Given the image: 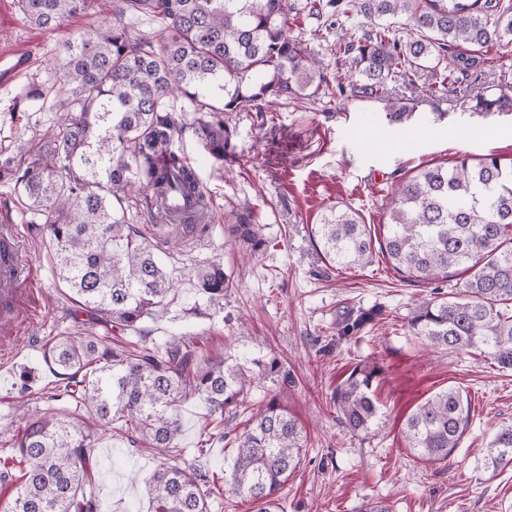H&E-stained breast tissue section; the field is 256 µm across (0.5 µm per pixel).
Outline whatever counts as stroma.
I'll return each instance as SVG.
<instances>
[{
    "label": "stroma",
    "mask_w": 512,
    "mask_h": 512,
    "mask_svg": "<svg viewBox=\"0 0 512 512\" xmlns=\"http://www.w3.org/2000/svg\"><path fill=\"white\" fill-rule=\"evenodd\" d=\"M112 17L91 8L68 18L56 31L31 25L17 0H0V46L34 55L23 78L57 92L63 86L57 63L64 44ZM288 28L328 68L346 32L336 26L328 0H288ZM322 40H315V33ZM423 79L397 91L409 119L388 124L387 99L343 97L280 99L247 112L224 113L231 142L223 161L186 132L174 145L206 192L211 234L201 240L169 235L151 219L143 197L131 201L130 224L180 282L167 309L146 320L141 333L118 334L88 314H74L64 286L53 273L54 248L44 225L33 223L26 197L13 183L0 182V216L9 215L23 236L22 247L35 279L36 314L16 336L0 367V462L16 469L14 436L45 392L61 385L44 353L60 336L99 337L105 345L129 344L154 354L173 339L193 340L206 355H263L276 352L294 378L281 400L303 428L302 461L283 487L275 512H361L383 500L392 512H512V462L497 471L483 461L494 433L512 425V369L477 353L425 349L410 334L408 314L419 301L461 293L465 279L441 287L402 280L390 261L375 255L362 268L338 270L322 258L312 233L332 206L345 204L365 223H385L393 186L426 164L469 155L512 161V113H471L462 92L422 91ZM52 99L15 111L14 97L0 101V152L11 153L18 138L36 139L55 120ZM449 129L450 137L412 141L399 151L384 139L414 131ZM249 205L262 224L266 246L249 262L237 257L224 237L233 208ZM222 262L233 286L221 307L190 313L196 299L189 273L209 261ZM382 309L376 324L356 336L337 339L336 322L349 309ZM362 360L380 362L381 414L370 434L355 435L336 419L330 393ZM30 374L31 390L21 388ZM455 386L471 399L472 425L448 462H421L401 435L404 419L435 392ZM180 456L175 465H200L214 481L207 486L209 512H256L224 479L234 455L233 438L242 418L224 422V440L209 439L212 426L198 399L181 405ZM95 495L98 512H150L143 480L157 466L149 449L122 435L96 442Z\"/></svg>",
    "instance_id": "35a3bbf8"
}]
</instances>
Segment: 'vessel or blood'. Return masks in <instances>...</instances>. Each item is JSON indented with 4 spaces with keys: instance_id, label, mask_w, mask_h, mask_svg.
<instances>
[{
    "instance_id": "b4317fda",
    "label": "vessel or blood",
    "mask_w": 512,
    "mask_h": 512,
    "mask_svg": "<svg viewBox=\"0 0 512 512\" xmlns=\"http://www.w3.org/2000/svg\"><path fill=\"white\" fill-rule=\"evenodd\" d=\"M34 63L33 57L0 48V94L22 78ZM15 225L0 228V335L12 336L19 324L20 299L30 282L31 266L18 247Z\"/></svg>"
}]
</instances>
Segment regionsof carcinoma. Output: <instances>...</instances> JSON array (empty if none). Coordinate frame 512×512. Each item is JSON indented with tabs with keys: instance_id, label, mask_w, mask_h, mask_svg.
Listing matches in <instances>:
<instances>
[{
	"instance_id": "carcinoma-1",
	"label": "carcinoma",
	"mask_w": 512,
	"mask_h": 512,
	"mask_svg": "<svg viewBox=\"0 0 512 512\" xmlns=\"http://www.w3.org/2000/svg\"><path fill=\"white\" fill-rule=\"evenodd\" d=\"M92 0H20L32 25L53 29L91 6ZM336 17L361 15L371 21L404 17L405 39L387 24L350 36L343 54L349 81L327 73L301 40L288 32V0H111L112 25L66 45L60 63L64 89L55 96L57 120L47 145L34 153L19 140L0 154V176L14 182L33 214L46 224L55 244V273L78 309L122 333L166 307L179 288L154 252L125 217L131 189L147 194L156 216L179 224L188 235L207 223L204 192L196 173L173 160L170 145L192 129L218 161L229 133L210 101L223 112H247L269 99L333 97L345 85L362 97L387 98L400 80L425 76L424 92L454 85L480 65L475 53H456L461 44L482 49L512 44V0H330ZM148 14L164 24V43L133 41L125 19ZM182 97L187 123L168 108ZM478 114L512 109V96H489L481 87L464 94ZM64 158V172L55 170ZM224 232L250 257L266 240L252 210L232 214ZM323 258L338 268L361 266L375 251L388 257L406 281L431 283L467 275L464 294L425 299L408 316L416 338L434 348L479 350L503 368L512 367V161L464 156L454 164L419 169L393 190L380 235L350 207L334 208L315 225ZM198 301L224 300L231 274L220 263L193 272ZM381 310L349 313L338 337L356 336ZM45 361L67 380L47 399H68L82 414L35 409L16 434L22 464L16 493L4 512H97L93 498L92 451L98 431L116 429L153 450L160 460L145 479L153 512H208L197 468L168 463L179 451V406L199 398L216 426L240 415L255 377L288 386L291 374L280 358L204 356L194 343L169 342L151 355L125 346H101L93 336H60ZM384 373L377 361L356 364L330 394L337 419L354 434L369 433L379 407L375 390ZM472 420L462 390L449 387L419 405L402 435L418 459L446 462L460 447ZM229 481L235 494L270 512L300 464L304 435L283 407L280 391L252 411L234 438ZM512 462V425L489 443L485 465Z\"/></svg>"
}]
</instances>
